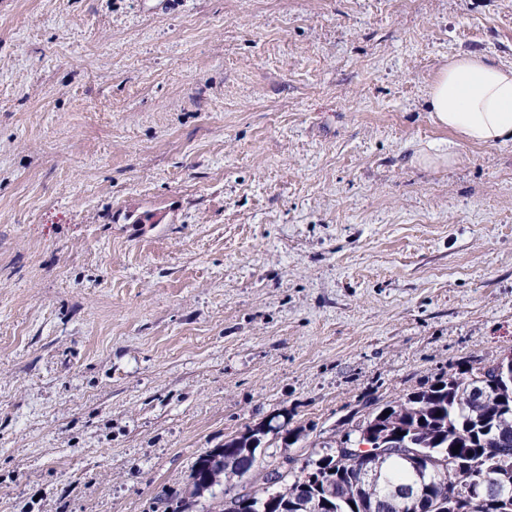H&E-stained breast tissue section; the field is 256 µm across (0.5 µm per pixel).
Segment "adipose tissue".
I'll use <instances>...</instances> for the list:
<instances>
[{"label":"adipose tissue","instance_id":"obj_1","mask_svg":"<svg viewBox=\"0 0 512 512\" xmlns=\"http://www.w3.org/2000/svg\"><path fill=\"white\" fill-rule=\"evenodd\" d=\"M426 104L460 142L512 143V65L479 53L451 56L430 84Z\"/></svg>","mask_w":512,"mask_h":512}]
</instances>
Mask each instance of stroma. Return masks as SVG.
Instances as JSON below:
<instances>
[{
	"mask_svg": "<svg viewBox=\"0 0 512 512\" xmlns=\"http://www.w3.org/2000/svg\"><path fill=\"white\" fill-rule=\"evenodd\" d=\"M461 53L512 0H0V512H207L512 354V143L423 159ZM259 431L260 428L249 430L247 434L245 433L225 441L223 448H216L198 457L189 475L190 483L196 485L206 478L207 472L213 463V457L217 455L224 459L226 455L233 456L235 453L241 452L245 448L247 440ZM234 477L236 476H224V460L217 457L215 464H213L212 469L208 473L206 481L197 487L191 486V492L195 493L196 496L204 495L205 492L212 491L215 486L230 482Z\"/></svg>",
	"mask_w": 512,
	"mask_h": 512,
	"instance_id": "obj_1",
	"label": "stroma"
}]
</instances>
